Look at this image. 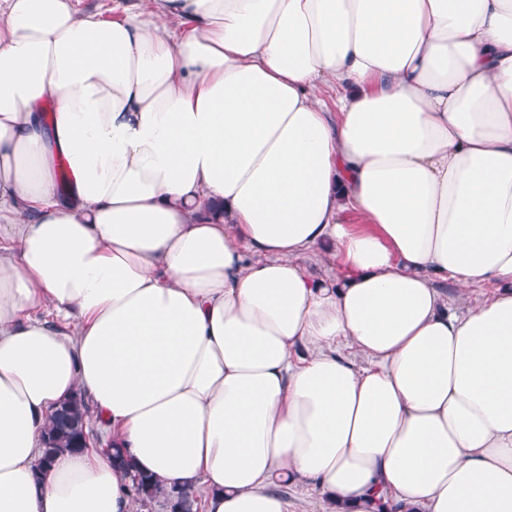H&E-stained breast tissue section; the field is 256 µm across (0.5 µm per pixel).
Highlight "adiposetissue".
I'll list each match as a JSON object with an SVG mask.
<instances>
[{"instance_id": "1", "label": "adipose tissue", "mask_w": 512, "mask_h": 512, "mask_svg": "<svg viewBox=\"0 0 512 512\" xmlns=\"http://www.w3.org/2000/svg\"><path fill=\"white\" fill-rule=\"evenodd\" d=\"M0 239V512H512V0H0ZM137 0H74L75 8L80 12H96L105 21H112L123 16L122 9ZM119 5V6H118ZM438 288L443 292L445 297L448 296V308L451 310L463 309L466 304H470L473 298H480L482 294L490 292L493 288H472L471 289V300H468L464 297H460L457 293L456 288L453 284L448 282H439ZM89 413V399L79 396L65 402L51 414L39 469L50 465L59 452L81 450L86 446L84 426ZM112 450V454L110 451ZM113 463L122 466L131 477L132 490L135 498L133 510L135 512H148L154 502H162L163 506L169 512H198L201 504L196 498H193L186 490L181 488H171L169 491H161L155 480L148 475L140 474L133 470V465L125 459L118 448L109 444L108 451ZM139 503V504H138ZM140 505V506H139ZM147 508V509H143ZM160 507L157 503L149 512H166V509ZM199 512H204L202 511ZM289 487L288 494L284 496L288 497L291 512L310 510L312 504L321 498L317 489L299 487L294 484H289Z\"/></svg>"}]
</instances>
